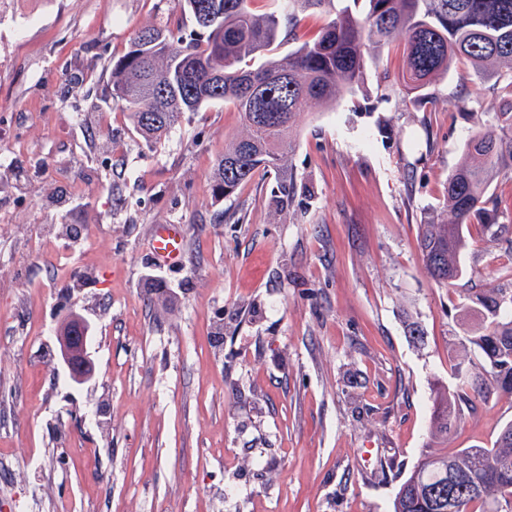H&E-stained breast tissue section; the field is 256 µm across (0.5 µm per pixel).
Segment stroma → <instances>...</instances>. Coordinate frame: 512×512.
<instances>
[{
	"mask_svg": "<svg viewBox=\"0 0 512 512\" xmlns=\"http://www.w3.org/2000/svg\"><path fill=\"white\" fill-rule=\"evenodd\" d=\"M147 25L193 28L180 0H0V512H391L433 387L455 382L460 308L512 264L473 222L441 288L416 242L506 81L460 59L409 94L403 43L384 46L359 90L305 107L289 161L308 191L279 214L262 170L213 197L245 132L232 104L151 150L106 98ZM157 224L181 231L180 264L157 262ZM73 308L81 385L54 340ZM509 420L512 397L492 400L448 448ZM69 324L60 336L62 361L72 380L83 384L94 372V363L87 351L89 325L84 317L73 310L69 315Z\"/></svg>",
	"mask_w": 512,
	"mask_h": 512,
	"instance_id": "obj_1",
	"label": "stroma"
}]
</instances>
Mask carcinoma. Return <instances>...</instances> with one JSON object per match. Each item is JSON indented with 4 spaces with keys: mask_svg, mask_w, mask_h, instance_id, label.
Masks as SVG:
<instances>
[{
    "mask_svg": "<svg viewBox=\"0 0 512 512\" xmlns=\"http://www.w3.org/2000/svg\"><path fill=\"white\" fill-rule=\"evenodd\" d=\"M247 0H184L195 29L173 37L164 27L142 28L129 50L112 62V97L124 102L135 131L148 144L161 141L186 112L211 103H230L247 133L224 148L214 169V194L221 198L259 170L275 173L271 203L288 211L304 192L288 163L292 133L310 102L331 105L361 86L372 50L404 41L402 72L407 93L448 74L461 58L485 80L512 76V0H364V16L336 0H281L284 15H257ZM330 16L322 35L287 55L272 51L282 18L296 26L303 13ZM261 86L259 94L251 86ZM512 172V92L493 113V122L465 144L448 176L446 219L418 225L424 270L441 288L463 274L471 218L484 217L493 237L512 231L488 209L489 189ZM481 324L452 340L464 358L453 364L455 385H440L433 397L428 440L395 495L392 512H501L512 500V421L492 447L474 445L450 453L448 435L490 400L512 396V288H484L467 298Z\"/></svg>",
    "mask_w": 512,
    "mask_h": 512,
    "instance_id": "cac0c4a2",
    "label": "carcinoma"
}]
</instances>
